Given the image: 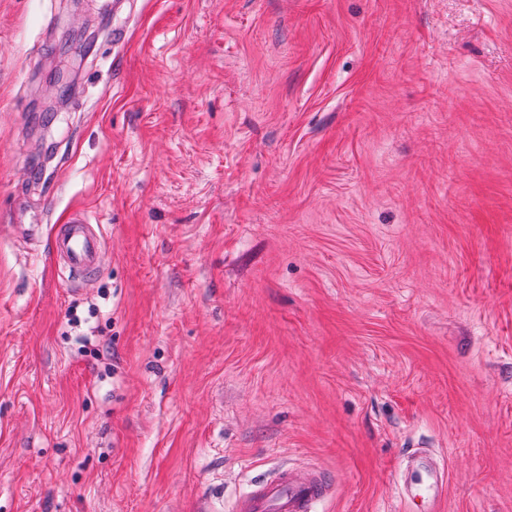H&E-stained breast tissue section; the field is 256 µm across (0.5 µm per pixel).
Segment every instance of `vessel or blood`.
I'll return each mask as SVG.
<instances>
[{"instance_id": "b4317fda", "label": "vessel or blood", "mask_w": 512, "mask_h": 512, "mask_svg": "<svg viewBox=\"0 0 512 512\" xmlns=\"http://www.w3.org/2000/svg\"><path fill=\"white\" fill-rule=\"evenodd\" d=\"M52 253L69 270L92 272L102 261L104 242L89 216L77 213L64 224L56 226ZM404 467L424 471L426 480L416 487L399 483L397 490L400 499L420 497L428 503L429 512H439L448 480L444 465L435 462L426 450L416 448L407 455ZM327 491L328 485L321 476L302 475L282 467L253 484L238 499L234 512H312L314 503L324 498Z\"/></svg>"}]
</instances>
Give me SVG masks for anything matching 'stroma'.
<instances>
[{"label": "stroma", "instance_id": "1", "mask_svg": "<svg viewBox=\"0 0 512 512\" xmlns=\"http://www.w3.org/2000/svg\"><path fill=\"white\" fill-rule=\"evenodd\" d=\"M414 448L512 512V0H0V512H425ZM104 249L99 227L95 228L85 213L72 215L54 230L52 254L70 271H95L102 261ZM328 485L319 475H301L282 467L252 485L240 497L235 512H311L325 497Z\"/></svg>", "mask_w": 512, "mask_h": 512}]
</instances>
